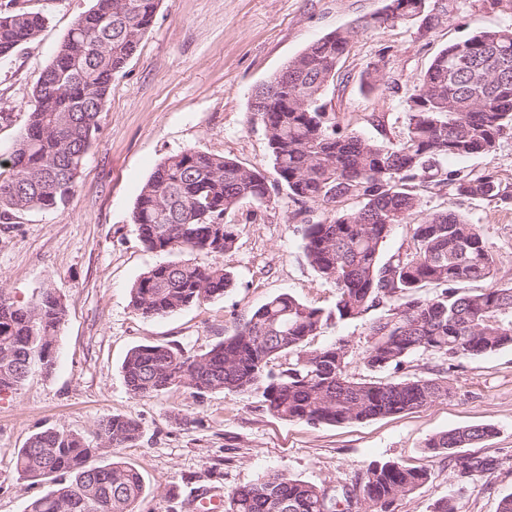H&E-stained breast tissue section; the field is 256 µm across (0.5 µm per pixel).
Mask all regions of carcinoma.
Segmentation results:
<instances>
[{"label": "carcinoma", "instance_id": "obj_1", "mask_svg": "<svg viewBox=\"0 0 512 512\" xmlns=\"http://www.w3.org/2000/svg\"><path fill=\"white\" fill-rule=\"evenodd\" d=\"M159 0H94L78 16L53 59L41 71L25 132L10 156L11 174L0 177V224L15 213L59 209L74 195L84 156L98 131L112 78L122 71L153 23ZM430 0H385L371 20L331 32L309 44L252 95L250 112L264 126L273 179L221 155L187 148L157 165L141 188L132 220L151 251L191 258L151 267L131 290L133 310L163 317L224 295L230 274L203 254L231 250L238 225L224 217L244 200L270 201L285 188L303 223L309 265L336 287L330 310L280 293L208 350L188 352L170 343L137 345L122 369L130 395L157 396L180 388L258 393L266 410L287 421L336 425L423 408L448 397V369L430 377L358 381L347 373L350 340L310 346L330 321L370 310L364 364L370 371H399L417 353L442 361L490 355L512 348V286L467 291L461 284L490 278L495 259L477 227L452 211L428 213L413 225L414 247L381 260V246L396 224L420 212L416 187L456 196L512 202L492 171L450 169L496 149L512 137V26L477 29L448 45L413 80L403 139L396 143L342 130L327 111L334 82L351 42L388 22L441 24ZM45 17L8 6L0 9V58L32 41ZM351 201V208L342 203ZM430 296L420 294L426 286ZM65 306L50 289L31 304L0 289V393L18 390L26 363L42 360L56 342ZM494 433L491 425L433 435L431 452L448 456L463 490L476 472L496 467L489 457L460 455ZM106 448H129L140 435L131 417L96 424ZM18 477L52 487L30 500L26 512H135L144 493L137 468L115 458L98 462V449L76 433L47 428L11 454ZM427 466L373 461L351 484L331 490L270 473L224 496V512H394L396 501L426 483Z\"/></svg>", "mask_w": 512, "mask_h": 512}]
</instances>
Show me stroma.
Returning a JSON list of instances; mask_svg holds the SVG:
<instances>
[{
  "label": "stroma",
  "instance_id": "stroma-1",
  "mask_svg": "<svg viewBox=\"0 0 512 512\" xmlns=\"http://www.w3.org/2000/svg\"><path fill=\"white\" fill-rule=\"evenodd\" d=\"M46 19L44 28L11 56L0 59V160L24 132L33 91L75 18L94 0H19ZM445 23L427 35L416 26L386 24L359 34L327 89L330 111L343 128L384 142L403 138L412 81L436 54L474 28L512 24V14L483 8L481 0H445ZM384 0H160L155 19L125 68L114 76L99 114L75 193L65 208L18 213L0 224V289L20 302L40 289L61 295L66 316L51 373L30 375L18 391L0 395V512H25L47 486L19 479L10 455L46 428L72 431L109 462L121 457L142 474L145 493L136 512H194L201 490L227 493L274 472L323 488L351 481L373 461L426 465L429 482L402 496L395 512H432L457 483L445 456H430L427 440L467 425L495 433L475 455L497 460L474 475L457 499L458 512H497L512 494V349L456 361L452 392L431 405L363 423L310 426L269 414L258 394L190 389L132 398L122 363L135 345L174 343L187 351L223 341L258 307L288 292L332 308L333 283L303 254V231L284 191L271 200L243 201L228 224L240 232L220 263L233 282L223 296L165 317L146 319L130 304V290L149 267L180 260V253L145 248L132 221L136 198L156 166L187 148L223 155L246 166H269L262 124L249 103L255 90L310 42L379 11ZM385 60L399 92L368 91L362 82L373 62ZM422 213L451 210L477 226L496 264L491 282L512 284V205L420 191ZM376 317L332 323L316 336L351 342L348 374L391 381L429 377L438 360L416 354L401 372L371 373L363 363L368 327ZM120 414L134 418L140 437L130 448L101 447L96 423ZM178 497H170V487Z\"/></svg>",
  "mask_w": 512,
  "mask_h": 512
}]
</instances>
